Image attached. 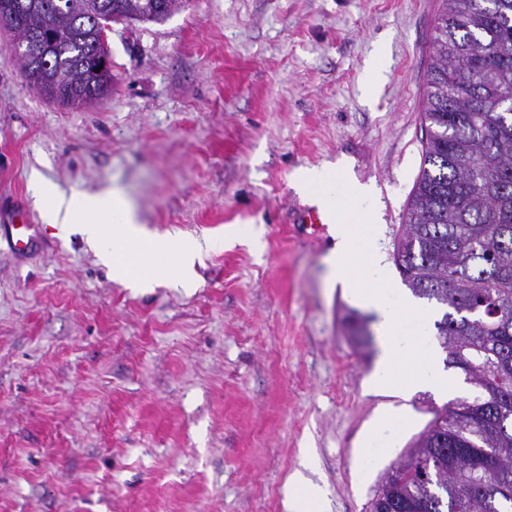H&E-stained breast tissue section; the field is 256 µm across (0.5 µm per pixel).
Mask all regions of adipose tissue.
<instances>
[{
    "label": "adipose tissue",
    "mask_w": 512,
    "mask_h": 512,
    "mask_svg": "<svg viewBox=\"0 0 512 512\" xmlns=\"http://www.w3.org/2000/svg\"><path fill=\"white\" fill-rule=\"evenodd\" d=\"M37 193L47 205V223L66 230L77 229L89 242L97 244L115 279L147 284L162 276L193 287L189 272L201 254V243L192 238L143 237L132 208L120 192L63 197L42 182ZM314 468V459L303 455L300 469L290 478L292 512H320L323 489L307 478L308 471Z\"/></svg>",
    "instance_id": "ef3b65f1"
}]
</instances>
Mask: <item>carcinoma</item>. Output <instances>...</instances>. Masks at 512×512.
<instances>
[{"label":"carcinoma","mask_w":512,"mask_h":512,"mask_svg":"<svg viewBox=\"0 0 512 512\" xmlns=\"http://www.w3.org/2000/svg\"><path fill=\"white\" fill-rule=\"evenodd\" d=\"M171 0H0L24 78L81 108L107 94L96 36L162 22ZM420 173L395 246L402 281L450 308L435 323L471 400L452 402L388 471L369 512H512V0H440ZM354 344L372 343L352 311Z\"/></svg>","instance_id":"1"}]
</instances>
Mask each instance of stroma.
Returning <instances> with one entry per match:
<instances>
[{
  "label": "stroma",
  "instance_id": "35a3bbf8",
  "mask_svg": "<svg viewBox=\"0 0 512 512\" xmlns=\"http://www.w3.org/2000/svg\"><path fill=\"white\" fill-rule=\"evenodd\" d=\"M438 0H185L108 34L116 82L70 109L20 74L0 31V512H288L303 450L323 512H368L387 470L449 403L369 387L380 349L342 325L331 228L297 223L303 169L345 165L381 214V278L419 175ZM387 71L362 95L377 43ZM58 194L119 190L151 236L209 249L187 291L113 279L77 231L46 224ZM258 241H249L247 229ZM407 418L373 431L376 413ZM19 210L9 213L0 212V222L8 224L10 228L11 239L14 248L20 252H26L30 249L35 239V226L33 224H16L19 218H23L22 214H17Z\"/></svg>",
  "mask_w": 512,
  "mask_h": 512
}]
</instances>
